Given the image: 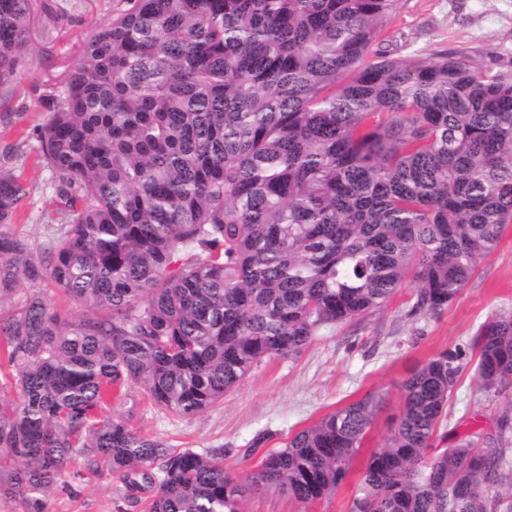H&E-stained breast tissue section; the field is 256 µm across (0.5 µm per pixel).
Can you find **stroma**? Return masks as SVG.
I'll use <instances>...</instances> for the list:
<instances>
[{"label":"stroma","instance_id":"35a3bbf8","mask_svg":"<svg viewBox=\"0 0 512 512\" xmlns=\"http://www.w3.org/2000/svg\"><path fill=\"white\" fill-rule=\"evenodd\" d=\"M52 23L36 20L30 45L10 82L0 85V169L19 176L27 188L5 232L28 243L32 254L50 233L60 206L55 177L39 159L38 130L48 118L45 97L77 64L84 40L112 17L113 0H51ZM383 37L392 56L431 58L460 52L472 63L512 69V0H399ZM41 292L62 316L80 307L49 281L20 279L0 297V315L16 311L26 296ZM417 285L406 281L386 305L358 318L321 327L296 357L270 359L255 367L223 402L191 419L173 416L139 400L132 425L172 448L220 449L226 467L257 468L262 455L284 447L299 430L367 393L383 402L353 465L361 467L379 448L402 408L400 386L409 373L438 354L456 356L460 368L447 416L434 445L448 448L478 431L494 435L512 398L481 389L471 341L494 316L512 312V225L496 252L481 261L456 299L441 313L415 309ZM260 451L246 455L253 441ZM355 476L322 500L303 505L275 490L248 494L247 512H351ZM151 491H128L102 476L70 478L50 491L45 512H148Z\"/></svg>","mask_w":512,"mask_h":512}]
</instances>
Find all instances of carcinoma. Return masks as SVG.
Masks as SVG:
<instances>
[{
  "label": "carcinoma",
  "instance_id": "1",
  "mask_svg": "<svg viewBox=\"0 0 512 512\" xmlns=\"http://www.w3.org/2000/svg\"><path fill=\"white\" fill-rule=\"evenodd\" d=\"M399 0H113L48 95L40 153L60 223L31 258L0 231V317L16 397H0V499L44 512L67 472L152 489L150 512H244L253 490L315 503L345 481L372 393L298 431L241 476L220 449L168 447L108 413L141 388L191 418L265 359L384 306L407 278L438 314L512 223V70L374 45ZM30 0H0V84L28 48ZM385 120L368 126V118ZM23 184L0 171V224ZM481 386L512 391V313L476 335ZM460 367L442 353L401 384L352 512H512V419L477 448L431 453ZM33 291H40L52 307L64 317L74 318L81 313V308L74 301L53 288L48 280L31 281L22 278L11 294L0 298V315L4 317L16 311L24 302L26 296Z\"/></svg>",
  "mask_w": 512,
  "mask_h": 512
}]
</instances>
